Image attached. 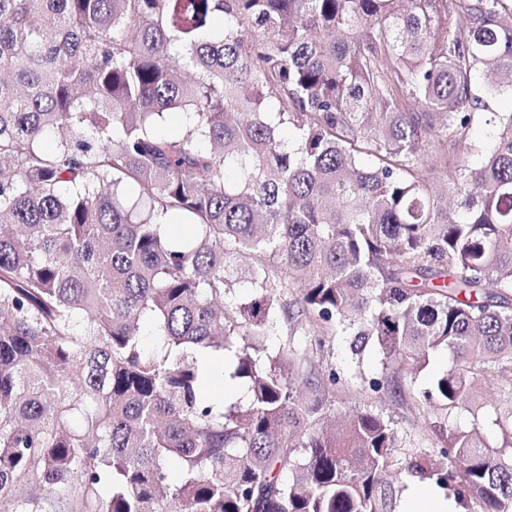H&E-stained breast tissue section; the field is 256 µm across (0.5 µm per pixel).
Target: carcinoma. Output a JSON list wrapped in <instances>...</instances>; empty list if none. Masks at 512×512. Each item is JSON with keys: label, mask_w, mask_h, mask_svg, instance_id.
Segmentation results:
<instances>
[{"label": "carcinoma", "mask_w": 512, "mask_h": 512, "mask_svg": "<svg viewBox=\"0 0 512 512\" xmlns=\"http://www.w3.org/2000/svg\"><path fill=\"white\" fill-rule=\"evenodd\" d=\"M478 73L512 92V0H0V503L395 512L403 474L512 512V403L482 428L512 380V113L466 165ZM338 331L406 371L412 442L329 422ZM204 352L245 398L205 394Z\"/></svg>", "instance_id": "obj_1"}]
</instances>
